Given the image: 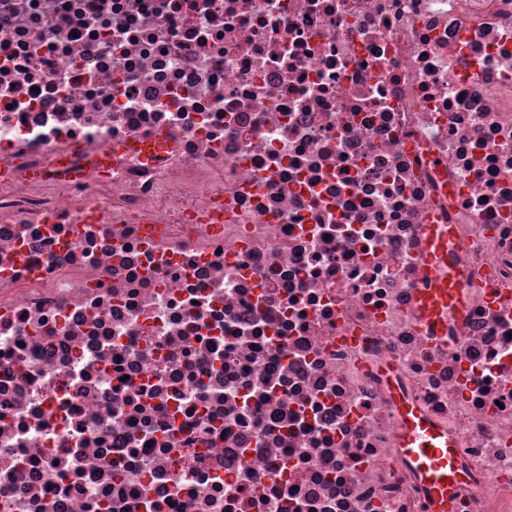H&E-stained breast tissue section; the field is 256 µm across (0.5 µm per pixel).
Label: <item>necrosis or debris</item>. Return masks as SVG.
<instances>
[{"instance_id":"obj_1","label":"necrosis or debris","mask_w":512,"mask_h":512,"mask_svg":"<svg viewBox=\"0 0 512 512\" xmlns=\"http://www.w3.org/2000/svg\"><path fill=\"white\" fill-rule=\"evenodd\" d=\"M3 166L0 512H512V0H0ZM451 235L448 224L426 225V260L430 267L429 288H421L416 296V308L422 323L440 333L447 323L450 309H461L464 286L453 273L445 271L444 259ZM395 406L401 434L398 452L419 474L431 512H455V492L466 481L456 464V444L407 400L397 397Z\"/></svg>"}]
</instances>
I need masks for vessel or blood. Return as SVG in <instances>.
<instances>
[{
  "instance_id": "vessel-or-blood-1",
  "label": "vessel or blood",
  "mask_w": 512,
  "mask_h": 512,
  "mask_svg": "<svg viewBox=\"0 0 512 512\" xmlns=\"http://www.w3.org/2000/svg\"><path fill=\"white\" fill-rule=\"evenodd\" d=\"M450 235V226L427 225L430 283L416 296L422 323L437 332L446 325L449 310L461 308L464 301L461 280L447 272L444 265ZM396 413L401 434L399 454L419 474L429 496L431 512H455V492L466 481L465 472L456 464L455 443L407 400L397 399Z\"/></svg>"
}]
</instances>
